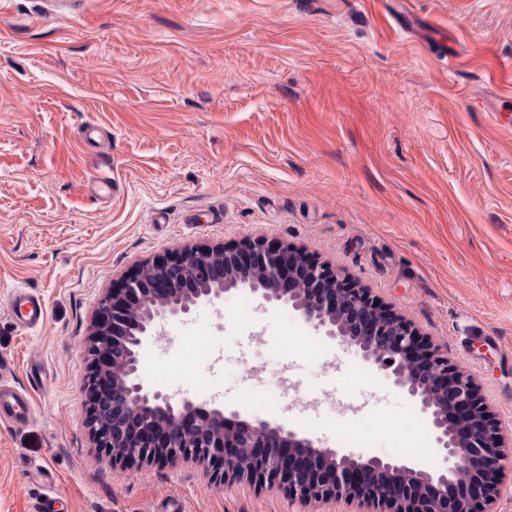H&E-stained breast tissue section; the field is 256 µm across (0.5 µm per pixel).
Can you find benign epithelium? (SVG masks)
<instances>
[{
  "mask_svg": "<svg viewBox=\"0 0 512 512\" xmlns=\"http://www.w3.org/2000/svg\"><path fill=\"white\" fill-rule=\"evenodd\" d=\"M240 286L268 303L290 305L314 330L386 373L419 401L437 448L455 464L434 476L380 458L358 462L279 424L146 389L138 348L156 331V320L187 315ZM89 340L87 425L116 466L194 458L211 463L221 481L283 488L302 502H367L374 512H491L499 472L512 469L474 379L368 290L345 285L330 265L288 245L257 238L149 261L101 299ZM118 346L126 369L116 379L108 369ZM98 413L112 415V425L94 427Z\"/></svg>",
  "mask_w": 512,
  "mask_h": 512,
  "instance_id": "7a95c632",
  "label": "benign epithelium"
}]
</instances>
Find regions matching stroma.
Returning <instances> with one entry per match:
<instances>
[{
  "mask_svg": "<svg viewBox=\"0 0 512 512\" xmlns=\"http://www.w3.org/2000/svg\"><path fill=\"white\" fill-rule=\"evenodd\" d=\"M0 0V512H304L208 463L113 466L86 424L101 297L145 262L262 237L328 263L470 373L512 433V0ZM455 56L447 64L439 55ZM114 186L97 191L100 171ZM43 297L36 330L12 294ZM146 388L429 471L419 405L249 289L144 342ZM211 384L199 392L197 379ZM31 411V403L27 396L0 377V421H25Z\"/></svg>",
  "mask_w": 512,
  "mask_h": 512,
  "instance_id": "1",
  "label": "stroma"
}]
</instances>
